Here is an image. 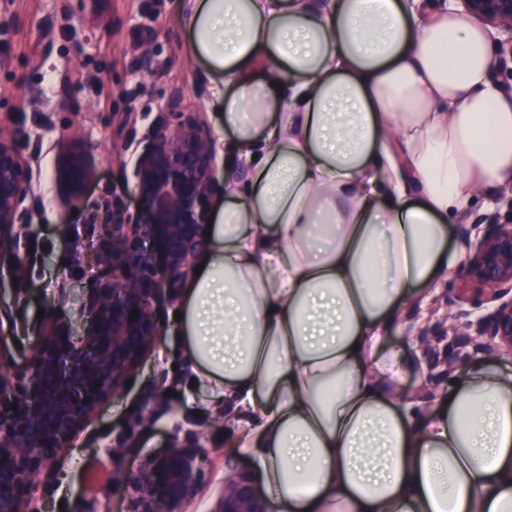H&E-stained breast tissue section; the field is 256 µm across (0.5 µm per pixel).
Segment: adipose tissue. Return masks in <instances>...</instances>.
<instances>
[{"label": "adipose tissue", "instance_id": "adipose-tissue-1", "mask_svg": "<svg viewBox=\"0 0 512 512\" xmlns=\"http://www.w3.org/2000/svg\"><path fill=\"white\" fill-rule=\"evenodd\" d=\"M224 92V206L179 336L269 512H512V373L429 400L389 339L512 180V92L452 0H180Z\"/></svg>", "mask_w": 512, "mask_h": 512}]
</instances>
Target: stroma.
Here are the masks:
<instances>
[{
    "mask_svg": "<svg viewBox=\"0 0 512 512\" xmlns=\"http://www.w3.org/2000/svg\"><path fill=\"white\" fill-rule=\"evenodd\" d=\"M12 26L0 33V133L20 134L31 155L36 199L30 214L26 252L29 277L18 302L0 310V321L17 328L10 350L29 355L40 326L38 309L58 289L81 293L93 285L85 253L96 242L92 218L113 205L135 211L131 176L123 174L122 147L138 141L164 104L169 88L181 87L185 102L202 112L216 141L224 139L219 89L203 62L190 51L177 0H0V16ZM152 29L158 74L142 77L140 35ZM86 78L71 86L70 103L56 104L57 92L73 71ZM122 145H114L113 131ZM78 134L96 164V179L76 209L61 202L56 178V143ZM493 205L473 199L464 218L450 227V244H469L479 225L512 216V181L493 189ZM458 283L449 279L425 311L405 319L406 334L417 342L416 363L405 379L413 393L439 395L468 366L490 358L487 337L478 335L477 312L462 317L451 298ZM162 314L163 334L148 348L123 391L100 404L91 419L59 449L53 468L32 486L35 512H133L122 482L126 466L139 456L174 444H195L207 456L206 478L188 512H212L224 490L230 461L224 446V415L213 412L203 390L191 383L175 314ZM129 453L113 463L110 449Z\"/></svg>",
    "mask_w": 512,
    "mask_h": 512,
    "instance_id": "obj_1",
    "label": "stroma"
}]
</instances>
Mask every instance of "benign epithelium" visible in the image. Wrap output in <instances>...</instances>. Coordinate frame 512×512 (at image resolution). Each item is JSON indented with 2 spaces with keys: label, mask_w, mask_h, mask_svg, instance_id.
Listing matches in <instances>:
<instances>
[{
  "label": "benign epithelium",
  "mask_w": 512,
  "mask_h": 512,
  "mask_svg": "<svg viewBox=\"0 0 512 512\" xmlns=\"http://www.w3.org/2000/svg\"><path fill=\"white\" fill-rule=\"evenodd\" d=\"M512 40V0H459ZM134 162L135 220L122 209L106 216L90 257L96 288L57 297L52 315L22 362L0 357V512H23L30 479L47 468L106 399L120 392L160 335V313L190 276L207 245L218 191L211 126L168 94L138 143ZM58 180L63 202H81L96 169L75 138L62 139ZM34 189L31 158L18 137L0 134V265L17 282L28 277L21 255ZM456 301L485 311L479 321L493 352L512 356V217L486 224L456 271ZM135 318H130L131 314ZM207 457L195 445L142 456L123 473L135 512H187L205 478ZM212 512H269L248 475L232 471Z\"/></svg>",
  "instance_id": "benign-epithelium-1"
}]
</instances>
